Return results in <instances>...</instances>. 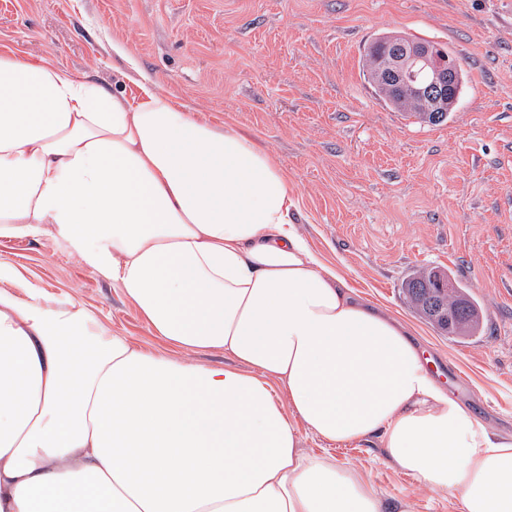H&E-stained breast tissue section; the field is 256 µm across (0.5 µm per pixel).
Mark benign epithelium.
<instances>
[{
    "mask_svg": "<svg viewBox=\"0 0 512 512\" xmlns=\"http://www.w3.org/2000/svg\"><path fill=\"white\" fill-rule=\"evenodd\" d=\"M375 53V75L385 93L398 106L429 119L454 110L455 87L461 85V71L455 60L437 45L414 41L401 35L381 40ZM433 319L449 323L461 333L469 328L471 317L464 309L450 314L438 305Z\"/></svg>",
    "mask_w": 512,
    "mask_h": 512,
    "instance_id": "7a95c632",
    "label": "benign epithelium"
}]
</instances>
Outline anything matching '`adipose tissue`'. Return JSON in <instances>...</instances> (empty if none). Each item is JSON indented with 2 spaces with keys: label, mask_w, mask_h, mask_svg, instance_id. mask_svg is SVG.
I'll list each match as a JSON object with an SVG mask.
<instances>
[{
  "label": "adipose tissue",
  "mask_w": 512,
  "mask_h": 512,
  "mask_svg": "<svg viewBox=\"0 0 512 512\" xmlns=\"http://www.w3.org/2000/svg\"><path fill=\"white\" fill-rule=\"evenodd\" d=\"M297 208L255 137L155 83L131 101L0 52V239L64 250L178 350H144L1 259L0 512H384L306 434L374 441L456 512H512V435L317 256Z\"/></svg>",
  "instance_id": "obj_1"
}]
</instances>
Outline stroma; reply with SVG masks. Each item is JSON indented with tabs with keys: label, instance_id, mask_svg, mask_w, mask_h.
<instances>
[{
	"label": "stroma",
	"instance_id": "obj_1",
	"mask_svg": "<svg viewBox=\"0 0 512 512\" xmlns=\"http://www.w3.org/2000/svg\"><path fill=\"white\" fill-rule=\"evenodd\" d=\"M445 45L466 88L437 125L389 109L361 60L382 33ZM48 57L133 99L158 83L184 107L253 133L300 199L297 227L354 289L406 318L433 362L466 378L460 401L512 431V0H0V50ZM44 291L89 307L114 333L165 349L110 280L30 238L0 241ZM450 271L484 309L455 341L414 313L403 281ZM374 445L335 452L386 512H454L378 464Z\"/></svg>",
	"mask_w": 512,
	"mask_h": 512
}]
</instances>
